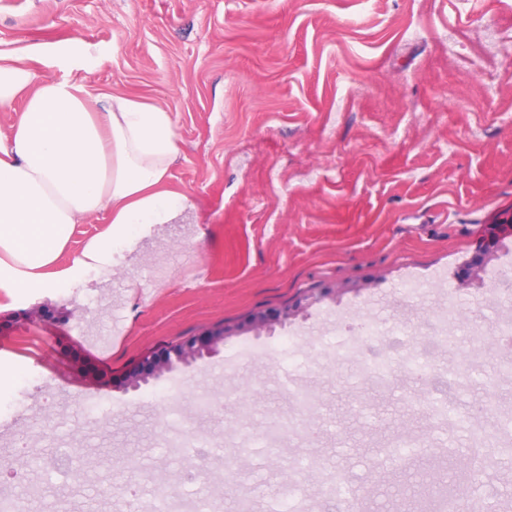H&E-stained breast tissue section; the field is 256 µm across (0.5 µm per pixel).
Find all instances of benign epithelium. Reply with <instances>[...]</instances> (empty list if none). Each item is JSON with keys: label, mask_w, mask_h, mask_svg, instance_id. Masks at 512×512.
Returning <instances> with one entry per match:
<instances>
[{"label": "benign epithelium", "mask_w": 512, "mask_h": 512, "mask_svg": "<svg viewBox=\"0 0 512 512\" xmlns=\"http://www.w3.org/2000/svg\"><path fill=\"white\" fill-rule=\"evenodd\" d=\"M496 240L490 239L467 260L462 268L463 281L480 278L488 263L494 258ZM322 291H309L294 304L276 311H261L254 314L247 330L259 336L270 333L277 326H285L304 309L322 301ZM223 329H205L181 344L165 348L159 354L146 357L122 377L112 380V387L122 392L137 391L144 386L160 381L165 375L178 369H185L204 358H211L224 347Z\"/></svg>", "instance_id": "obj_1"}]
</instances>
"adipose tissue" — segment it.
<instances>
[{
    "label": "adipose tissue",
    "mask_w": 512,
    "mask_h": 512,
    "mask_svg": "<svg viewBox=\"0 0 512 512\" xmlns=\"http://www.w3.org/2000/svg\"><path fill=\"white\" fill-rule=\"evenodd\" d=\"M17 101L0 138V288L76 285L86 271L109 270L137 226L169 223L187 207L168 187L178 136L164 108L0 64V107ZM99 214L105 228L60 266L76 226Z\"/></svg>",
    "instance_id": "1"
}]
</instances>
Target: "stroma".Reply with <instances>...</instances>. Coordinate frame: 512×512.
I'll return each instance as SVG.
<instances>
[{
	"mask_svg": "<svg viewBox=\"0 0 512 512\" xmlns=\"http://www.w3.org/2000/svg\"><path fill=\"white\" fill-rule=\"evenodd\" d=\"M0 61L171 112L169 186L192 202L118 247L111 272L0 288V462L29 442L36 481L12 484L13 512H146L162 485L190 512H296L301 497L327 512L310 460L358 512H410L418 456L484 455L512 434V380L488 387L512 317V0H0ZM493 236L481 283L460 286ZM309 289L328 295L274 334L239 333L157 385L113 390L159 348ZM100 296L109 314L91 307ZM116 317L104 361L78 338ZM430 320L453 331L427 360L454 391L428 395L402 358L373 384L380 340L360 325ZM302 391L318 404L308 430L264 454L255 429L296 416ZM490 393L477 443L468 416ZM178 438L202 441L201 465ZM62 452L71 472L41 469ZM470 497L512 512V454L479 470Z\"/></svg>",
	"mask_w": 512,
	"mask_h": 512,
	"instance_id": "1",
	"label": "stroma"
}]
</instances>
